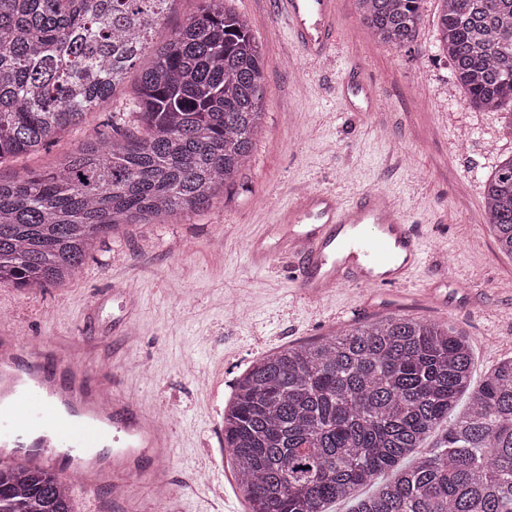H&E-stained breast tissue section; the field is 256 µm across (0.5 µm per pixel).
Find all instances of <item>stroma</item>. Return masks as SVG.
Listing matches in <instances>:
<instances>
[{"label": "stroma", "mask_w": 512, "mask_h": 512, "mask_svg": "<svg viewBox=\"0 0 512 512\" xmlns=\"http://www.w3.org/2000/svg\"><path fill=\"white\" fill-rule=\"evenodd\" d=\"M262 53L266 97L251 161L210 207L98 240L80 272L41 290L0 285V325L56 356L72 336L99 349L91 375L108 370L140 410L173 435L170 490L185 512H247L220 446L236 379L263 354L342 327L407 315L467 336L473 379L512 356V257L485 224L484 185L512 156L497 112L475 108L435 41L440 0H425L412 43L378 42L356 0H336L337 42L327 60L289 43L279 0H227ZM370 80L371 112L351 88ZM107 122L96 112L35 154L0 165V178L54 167ZM350 196L381 189L418 225L427 260L404 289L336 288L322 301L301 291L293 262L252 265L250 239L299 188ZM138 295L128 313L122 289ZM132 317L133 338L121 320Z\"/></svg>", "instance_id": "stroma-1"}]
</instances>
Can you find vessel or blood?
I'll return each instance as SVG.
<instances>
[{
  "label": "vessel or blood",
  "mask_w": 512,
  "mask_h": 512,
  "mask_svg": "<svg viewBox=\"0 0 512 512\" xmlns=\"http://www.w3.org/2000/svg\"><path fill=\"white\" fill-rule=\"evenodd\" d=\"M292 38L313 61L325 59L336 36V0H280ZM279 254L296 260L309 297L332 288H400L424 262L421 236L384 192L346 199L329 190L296 193L263 236L252 239L254 266ZM82 337H72L59 363L30 348L27 337L0 338V465L26 461L79 474L78 490L107 488L122 502L134 479L166 477L165 426L134 408L126 395L89 377Z\"/></svg>",
  "instance_id": "vessel-or-blood-1"
}]
</instances>
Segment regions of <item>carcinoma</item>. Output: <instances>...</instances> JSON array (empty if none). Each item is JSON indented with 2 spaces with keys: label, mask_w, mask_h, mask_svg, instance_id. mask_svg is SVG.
I'll return each mask as SVG.
<instances>
[{
  "label": "carcinoma",
  "mask_w": 512,
  "mask_h": 512,
  "mask_svg": "<svg viewBox=\"0 0 512 512\" xmlns=\"http://www.w3.org/2000/svg\"><path fill=\"white\" fill-rule=\"evenodd\" d=\"M172 2L0 0V164L112 113V134L56 169L0 180V284L70 278L100 236L208 207L249 163L265 96L258 43L226 0H200L160 42ZM441 2L438 49L455 80L474 106L507 109L512 130V0ZM423 3L357 0L374 36L399 48ZM127 114L137 128L122 133ZM484 202L512 256V158ZM471 365L467 337L405 315L259 358L222 417L249 512H328L338 500L355 501L351 512H512V357L474 387ZM438 429L439 443L400 466ZM0 512L76 510L56 474L19 464L0 468Z\"/></svg>",
  "instance_id": "carcinoma-1"
}]
</instances>
